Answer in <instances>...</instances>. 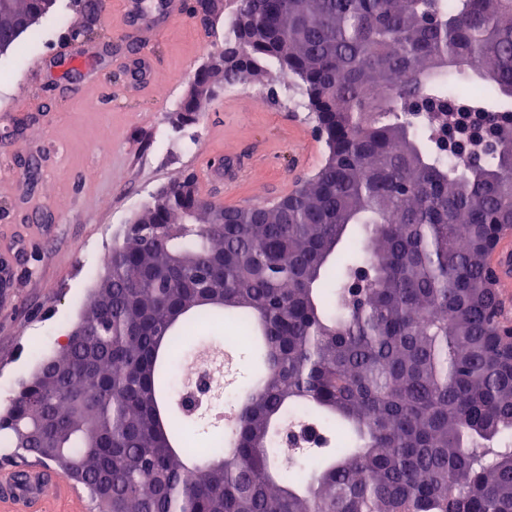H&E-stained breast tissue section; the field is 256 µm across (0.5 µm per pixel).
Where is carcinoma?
Returning a JSON list of instances; mask_svg holds the SVG:
<instances>
[{"label":"carcinoma","instance_id":"1","mask_svg":"<svg viewBox=\"0 0 512 512\" xmlns=\"http://www.w3.org/2000/svg\"><path fill=\"white\" fill-rule=\"evenodd\" d=\"M55 2L1 4L0 52ZM229 45L197 85L275 63L324 164L299 196L240 207L173 179L112 245L79 335L0 415V447L57 466L98 512H512V345L482 245L488 222L512 227V125L470 165L437 131L468 82L471 112L512 114V0H242ZM226 322L261 380L202 440L157 404L185 330ZM292 426L311 447L289 474Z\"/></svg>","mask_w":512,"mask_h":512}]
</instances>
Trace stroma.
I'll use <instances>...</instances> for the list:
<instances>
[{
    "label": "stroma",
    "mask_w": 512,
    "mask_h": 512,
    "mask_svg": "<svg viewBox=\"0 0 512 512\" xmlns=\"http://www.w3.org/2000/svg\"><path fill=\"white\" fill-rule=\"evenodd\" d=\"M56 0L37 34L0 53V411L78 322L99 267L103 226L120 235L175 177L196 173L227 205L290 194L327 147L296 91L264 74L217 88L198 123L176 125L193 75L220 46L232 0L201 23L164 22L163 0L125 18ZM89 35L75 38V31ZM96 108H88L89 99Z\"/></svg>",
    "instance_id": "35a3bbf8"
}]
</instances>
